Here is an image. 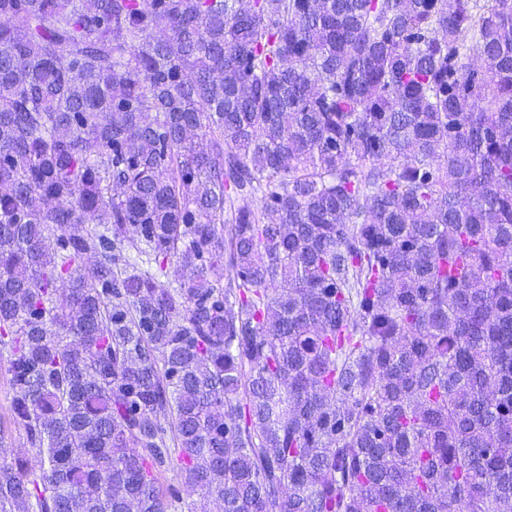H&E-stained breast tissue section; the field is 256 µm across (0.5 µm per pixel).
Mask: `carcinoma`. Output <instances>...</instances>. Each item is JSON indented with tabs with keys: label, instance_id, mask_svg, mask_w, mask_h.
<instances>
[{
	"label": "carcinoma",
	"instance_id": "1",
	"mask_svg": "<svg viewBox=\"0 0 512 512\" xmlns=\"http://www.w3.org/2000/svg\"><path fill=\"white\" fill-rule=\"evenodd\" d=\"M0 343V512H512V0H0ZM12 350L9 345L0 344V462L11 464L18 460H27L36 464L35 449L31 444L26 429L14 423L11 413L13 391L8 372ZM161 483L163 485V489L166 487L176 488L180 490L181 500H169V507L167 508V512H188L187 504L195 503V506L192 507L199 508L200 507V498L196 494L189 495L181 484V477L179 475L178 469L175 464H172L162 475Z\"/></svg>",
	"mask_w": 512,
	"mask_h": 512
}]
</instances>
